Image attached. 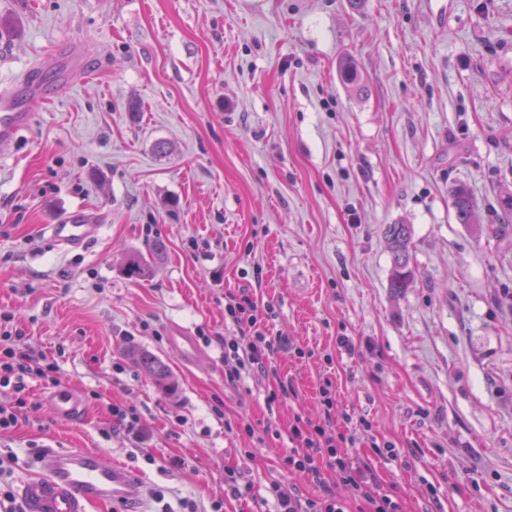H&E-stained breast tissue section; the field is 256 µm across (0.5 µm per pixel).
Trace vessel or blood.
Returning <instances> with one entry per match:
<instances>
[{
	"label": "vessel or blood",
	"mask_w": 512,
	"mask_h": 512,
	"mask_svg": "<svg viewBox=\"0 0 512 512\" xmlns=\"http://www.w3.org/2000/svg\"><path fill=\"white\" fill-rule=\"evenodd\" d=\"M46 99L36 78H28L26 95H0V143L18 139L28 128L34 111ZM100 226L95 216L74 210L47 225L46 231L56 244L79 248L95 238ZM169 343L184 360H193L198 352L194 336L181 328L172 329ZM45 400L57 419H79L84 402L78 390L60 387L46 393ZM19 496L25 512H86L90 502L108 500L125 506L141 500V484L136 474L119 463L105 462L91 448L58 450L46 447L36 475L23 480Z\"/></svg>",
	"instance_id": "1"
}]
</instances>
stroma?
I'll list each match as a JSON object with an SVG mask.
<instances>
[{"mask_svg":"<svg viewBox=\"0 0 512 512\" xmlns=\"http://www.w3.org/2000/svg\"><path fill=\"white\" fill-rule=\"evenodd\" d=\"M45 57L61 68L46 107L0 145V314L56 359L86 413L55 420L32 380L0 434L11 487L44 445L93 448L143 477L145 512L183 499L276 512L272 483L320 493L285 463L294 419L349 415L404 512H512V0H0V88ZM454 185L475 223L457 220ZM77 208L101 230L67 251L45 227ZM398 223L415 268L400 293L385 237ZM130 252L151 278L123 274ZM242 288L275 307L292 348L232 386L224 298ZM174 326L195 336L194 362L169 344ZM115 405L183 468L109 434ZM229 468L248 496L230 494ZM450 198L459 223L472 224L475 217L474 203L467 190L462 186L453 188L450 190ZM136 361L159 384L169 385L170 371L164 363L146 354H139Z\"/></svg>","mask_w":512,"mask_h":512,"instance_id":"stroma-1","label":"stroma"}]
</instances>
